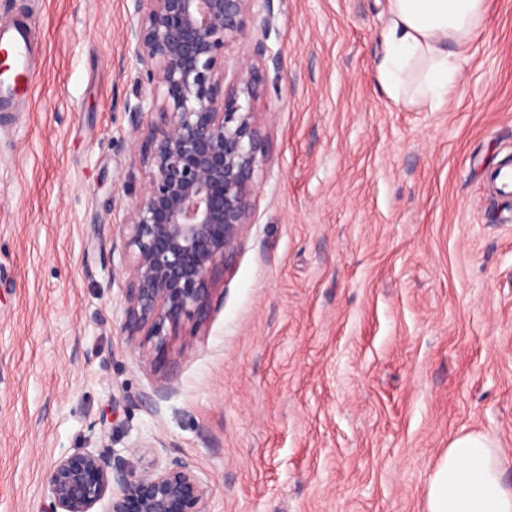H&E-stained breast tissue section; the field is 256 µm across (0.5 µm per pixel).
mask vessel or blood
<instances>
[{
	"label": "vessel or blood",
	"mask_w": 512,
	"mask_h": 512,
	"mask_svg": "<svg viewBox=\"0 0 512 512\" xmlns=\"http://www.w3.org/2000/svg\"><path fill=\"white\" fill-rule=\"evenodd\" d=\"M0 52L8 56L7 70L0 72V112L12 109L20 92L32 82L37 39L28 21L15 19L0 27ZM492 191L504 199H512V159L503 160L488 174Z\"/></svg>",
	"instance_id": "obj_1"
}]
</instances>
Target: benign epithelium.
<instances>
[{"instance_id":"benign-epithelium-1","label":"benign epithelium","mask_w":512,"mask_h":512,"mask_svg":"<svg viewBox=\"0 0 512 512\" xmlns=\"http://www.w3.org/2000/svg\"><path fill=\"white\" fill-rule=\"evenodd\" d=\"M127 48L146 77L126 101L131 162L142 194L126 211V302L121 331L163 358L182 322L206 323L215 285L236 264L253 224L255 175L270 141L249 102L279 68L257 39L227 76L225 48L273 28V0H132ZM51 512H207L196 463L128 466L114 454L77 451L46 472Z\"/></svg>"}]
</instances>
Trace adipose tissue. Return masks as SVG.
Here are the masks:
<instances>
[{
	"label": "adipose tissue",
	"mask_w": 512,
	"mask_h": 512,
	"mask_svg": "<svg viewBox=\"0 0 512 512\" xmlns=\"http://www.w3.org/2000/svg\"><path fill=\"white\" fill-rule=\"evenodd\" d=\"M386 11L380 84L397 102L442 104L483 24L486 0H386ZM428 512H512V487L488 436L468 432L451 441L430 481Z\"/></svg>",
	"instance_id": "ef3b65f1"
}]
</instances>
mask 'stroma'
<instances>
[{
  "label": "stroma",
  "mask_w": 512,
  "mask_h": 512,
  "mask_svg": "<svg viewBox=\"0 0 512 512\" xmlns=\"http://www.w3.org/2000/svg\"><path fill=\"white\" fill-rule=\"evenodd\" d=\"M132 11L0 0L40 45L0 113V512H49L44 474L77 450L190 457L208 512H427L474 431L512 486V202L483 178L512 156V0H487L435 108L377 79L384 0H274L253 223L157 366L121 331Z\"/></svg>",
  "instance_id": "stroma-1"
}]
</instances>
